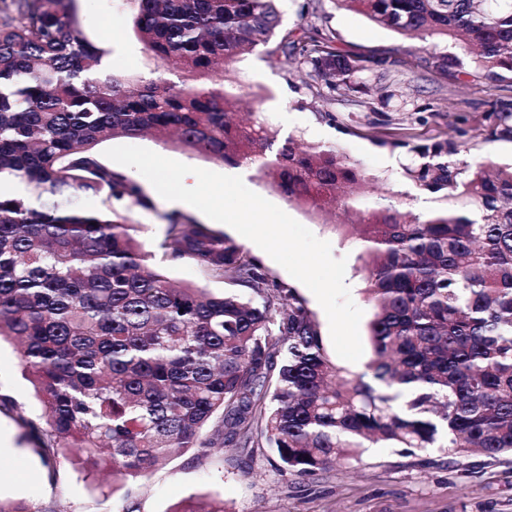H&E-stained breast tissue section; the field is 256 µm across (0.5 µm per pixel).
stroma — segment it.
<instances>
[{"mask_svg":"<svg viewBox=\"0 0 512 512\" xmlns=\"http://www.w3.org/2000/svg\"><path fill=\"white\" fill-rule=\"evenodd\" d=\"M279 7L283 30L300 36L316 27L333 36L339 51L389 57L396 64L386 74L376 68L365 71L363 89L333 91L310 84L295 65L261 47L233 64L237 92L264 115L278 137L336 147L360 162L371 179L367 204L395 193L408 198L417 214L441 207L440 195L416 190L406 179L404 168L411 156L389 145L390 135L402 132L425 144L453 124L481 141L495 112L512 103V78L488 81L468 61L440 73L427 64L419 41L337 8L332 0H279ZM76 8L84 35L105 44L115 70L146 79L163 74L134 32L132 0H76ZM380 82L395 89L393 98L382 101L371 94ZM132 143L193 167L226 175L233 171L148 135ZM243 181L328 241L334 258L345 259V282L363 312L359 333L367 335L374 310L364 292L360 243L343 216L289 203L253 170H245ZM243 246L273 277L293 286L319 325L326 355L337 360L327 316L313 293L253 242L244 241ZM40 414V401L22 374L16 345L0 342V436L10 435L14 445L6 454L8 467L0 468V499L32 512H171L192 496L223 501L227 512H512L511 456L491 462L475 452L456 464L441 448L416 456L399 448H368L357 462H340L310 477L281 471L267 448H228L203 465L192 462L190 454L178 453L150 476L117 484L114 494L105 497L99 484L111 482V475L87 479L67 461L48 464L37 453L20 419Z\"/></svg>","mask_w":512,"mask_h":512,"instance_id":"stroma-1","label":"stroma"}]
</instances>
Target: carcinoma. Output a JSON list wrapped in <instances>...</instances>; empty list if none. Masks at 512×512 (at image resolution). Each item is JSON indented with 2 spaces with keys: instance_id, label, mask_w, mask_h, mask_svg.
Wrapping results in <instances>:
<instances>
[{
  "instance_id": "obj_1",
  "label": "carcinoma",
  "mask_w": 512,
  "mask_h": 512,
  "mask_svg": "<svg viewBox=\"0 0 512 512\" xmlns=\"http://www.w3.org/2000/svg\"><path fill=\"white\" fill-rule=\"evenodd\" d=\"M0 340L20 346L42 405L23 420L43 457L90 478L148 476L176 453L202 462L219 448H271L281 470L311 476L368 444L453 460L512 454V164L477 144L397 139L415 154L406 178L445 206L415 214L392 197L352 195L369 181L333 148L277 135L233 92L230 65L260 45L312 82L351 88L367 70L319 32L279 35L278 0H133V28L153 57L193 81L115 72L81 29L75 0H0ZM420 39L458 41L485 78L512 72V0H335ZM153 134L254 169L288 202L352 214L360 228L369 373L333 363L318 323L224 232L172 210L147 250L122 213L155 209L143 186L103 164L98 146ZM512 139V108L483 142ZM191 261L254 298L171 280ZM372 381H367L366 377ZM172 512H224L189 498Z\"/></svg>"
}]
</instances>
